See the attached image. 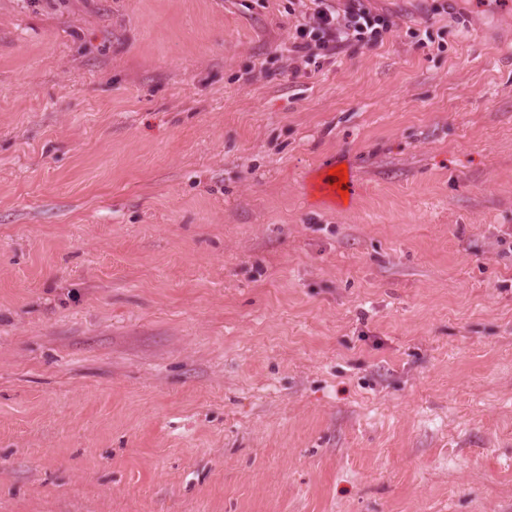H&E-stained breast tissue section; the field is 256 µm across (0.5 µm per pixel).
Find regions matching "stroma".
Returning a JSON list of instances; mask_svg holds the SVG:
<instances>
[{
	"mask_svg": "<svg viewBox=\"0 0 512 512\" xmlns=\"http://www.w3.org/2000/svg\"><path fill=\"white\" fill-rule=\"evenodd\" d=\"M375 5L0 0V512H512V7ZM300 8L301 19L295 25L292 46L289 52L305 64H320L318 59L336 57L341 45L356 41L365 44H377L384 35L393 31L396 23L391 14L371 6L372 0H310L309 7L304 0H294ZM301 65H294L284 74L291 73L296 78Z\"/></svg>",
	"mask_w": 512,
	"mask_h": 512,
	"instance_id": "obj_1",
	"label": "stroma"
}]
</instances>
